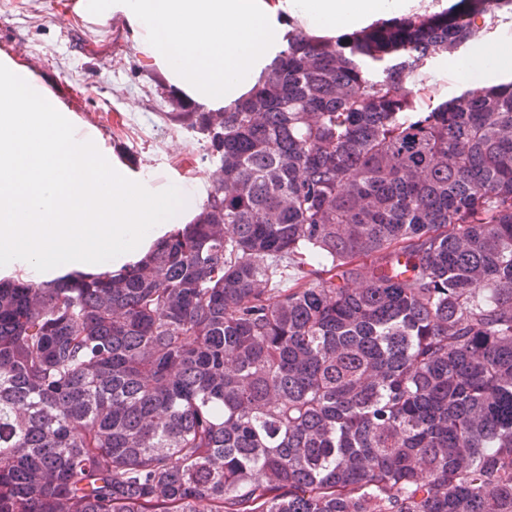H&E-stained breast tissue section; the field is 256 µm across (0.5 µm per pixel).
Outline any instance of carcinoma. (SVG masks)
I'll use <instances>...</instances> for the list:
<instances>
[{"instance_id":"cac0c4a2","label":"carcinoma","mask_w":512,"mask_h":512,"mask_svg":"<svg viewBox=\"0 0 512 512\" xmlns=\"http://www.w3.org/2000/svg\"><path fill=\"white\" fill-rule=\"evenodd\" d=\"M512 0L301 30L138 263L0 279V512H512V80L430 62Z\"/></svg>"}]
</instances>
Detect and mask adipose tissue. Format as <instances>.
I'll return each mask as SVG.
<instances>
[{
	"label": "adipose tissue",
	"instance_id": "1",
	"mask_svg": "<svg viewBox=\"0 0 512 512\" xmlns=\"http://www.w3.org/2000/svg\"><path fill=\"white\" fill-rule=\"evenodd\" d=\"M432 0H77L83 21L125 18L140 54L179 96L204 111L233 109L271 73L288 33L325 39L419 9ZM442 71L512 69V42H474Z\"/></svg>",
	"mask_w": 512,
	"mask_h": 512
}]
</instances>
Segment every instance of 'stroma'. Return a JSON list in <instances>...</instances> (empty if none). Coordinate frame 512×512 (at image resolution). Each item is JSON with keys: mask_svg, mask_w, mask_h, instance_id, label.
<instances>
[{"mask_svg": "<svg viewBox=\"0 0 512 512\" xmlns=\"http://www.w3.org/2000/svg\"><path fill=\"white\" fill-rule=\"evenodd\" d=\"M76 0H0V52L43 84L105 148L138 168L207 192L213 169L200 137L170 122L157 72L138 52L125 20L86 23ZM512 79V72L460 79L431 62L423 77L436 100Z\"/></svg>", "mask_w": 512, "mask_h": 512, "instance_id": "35a3bbf8", "label": "stroma"}]
</instances>
